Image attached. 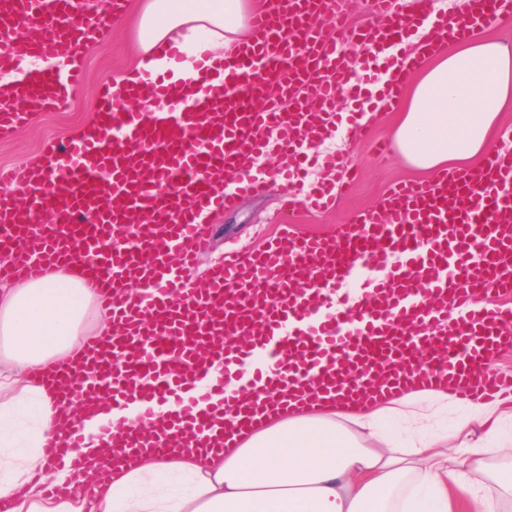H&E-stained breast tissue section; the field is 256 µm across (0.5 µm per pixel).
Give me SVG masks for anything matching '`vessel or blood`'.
<instances>
[{"instance_id":"obj_1","label":"vessel or blood","mask_w":512,"mask_h":512,"mask_svg":"<svg viewBox=\"0 0 512 512\" xmlns=\"http://www.w3.org/2000/svg\"><path fill=\"white\" fill-rule=\"evenodd\" d=\"M395 0H371L380 22L348 27L349 0H263L250 43L201 82L149 78L146 89L98 91L93 126L49 145L43 164L0 166V278L39 279L83 263L112 313L111 335L35 381L60 404L96 397L111 422L88 433L69 417L46 450L73 479L88 441L111 449L98 471L200 443L237 445L255 424L306 400L366 403L410 385L447 384L470 400L512 395L496 360L512 351V148H491L476 172L440 173L393 188L381 208L333 236L282 234L227 256L186 287L205 243L202 214L278 183L296 206L307 149L339 124V94L362 100L348 48L401 42L421 19ZM127 0H0V139L30 120L29 106L67 109L85 75L89 41ZM512 0H467L464 19L433 18L428 57L448 40L497 27ZM333 35H325L324 27ZM416 60L394 67L375 96L395 109ZM284 161L268 172L269 154ZM144 284L132 296L129 282ZM232 335L243 343L228 344ZM137 395L139 416L123 410Z\"/></svg>"}]
</instances>
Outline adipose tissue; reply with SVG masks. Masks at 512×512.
<instances>
[{
  "mask_svg": "<svg viewBox=\"0 0 512 512\" xmlns=\"http://www.w3.org/2000/svg\"><path fill=\"white\" fill-rule=\"evenodd\" d=\"M262 0H138L135 55L112 89L148 75L192 77L203 54L221 57L251 37ZM512 107V47L476 35L452 42L409 80L393 140L414 168L461 167L492 144L501 112ZM81 267L49 271L0 289V335L15 378L0 382V499L13 512H512V404H469L454 432L422 435L432 412L448 406L445 386L410 387L364 406L305 405L263 420L222 453L192 448L145 454L98 483L102 448H87V476L64 498L46 497L34 476L70 481L48 470L44 449L64 414L55 390L32 383L31 368L63 365L85 322L89 338L112 333ZM467 491L459 499V491Z\"/></svg>",
  "mask_w": 512,
  "mask_h": 512,
  "instance_id": "adipose-tissue-1",
  "label": "adipose tissue"
}]
</instances>
